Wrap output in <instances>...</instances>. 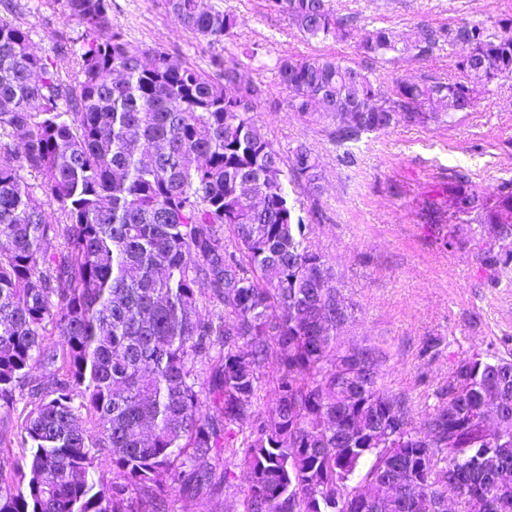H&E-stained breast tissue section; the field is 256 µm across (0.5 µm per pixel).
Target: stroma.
<instances>
[{"instance_id":"stroma-1","label":"stroma","mask_w":512,"mask_h":512,"mask_svg":"<svg viewBox=\"0 0 512 512\" xmlns=\"http://www.w3.org/2000/svg\"><path fill=\"white\" fill-rule=\"evenodd\" d=\"M244 24L221 44L200 42L172 17L167 0H109L111 24L139 47H153L192 64L211 77L220 72L214 55L237 60L245 79L262 83L264 99L254 114L267 138L289 153L306 144L322 177L318 188L302 184L292 193L299 215L318 207L310 241L333 268L338 288L355 306L345 338L365 337L385 348V392L406 397L415 420H424L436 403L435 392L448 383L459 358L488 350L512 355V267L491 264L490 252L512 249V239L497 240L491 225L454 214L444 191L450 178L462 176L485 195L512 184V79H497L474 108L453 122L425 126L399 123L363 135L352 147L351 166L338 165L331 126L291 111L288 92L272 69L283 55L355 58L354 41L306 39L282 15L267 13L263 0H210ZM341 14H353L358 29L387 27L406 37L416 28H455L465 21L492 25L512 19V0H332ZM0 19L28 31L40 56L56 60L66 84L79 78L69 49L84 27L70 17L65 0H0ZM256 44L257 59L243 52ZM455 47L442 45L425 60L380 61L373 68L386 80L450 78ZM440 208L446 221L424 220ZM452 234L445 247L440 232ZM441 340L438 351L421 356L426 338ZM238 480L204 505L176 495L173 512H235L246 481Z\"/></svg>"}]
</instances>
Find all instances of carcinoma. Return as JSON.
Listing matches in <instances>:
<instances>
[{"instance_id": "carcinoma-1", "label": "carcinoma", "mask_w": 512, "mask_h": 512, "mask_svg": "<svg viewBox=\"0 0 512 512\" xmlns=\"http://www.w3.org/2000/svg\"><path fill=\"white\" fill-rule=\"evenodd\" d=\"M265 2L310 40L356 29L331 0ZM66 4L84 26L70 49L75 86L0 19V408L24 401L16 429L29 449L26 484L0 464V512H170L175 490L232 487L238 456L240 512H418L444 491L459 512H512V485L491 478L512 469V359H459L415 425L408 401L382 391L386 353L342 336L353 305L290 193L318 183V163L307 145L285 156L261 132L262 85L219 55L216 81L130 44L108 0ZM169 7L210 46L239 25L209 0ZM445 42L458 47L455 79L386 85L328 56H282L273 70L288 107L329 121L337 159L351 164L345 146L362 135L451 120L512 77V26L422 27L406 39L375 28L356 50L366 62L413 60ZM448 193L457 212L512 237V190L486 197L461 178ZM48 323L60 351L45 342ZM38 368L45 387L30 384ZM98 448L113 464L101 484Z\"/></svg>"}]
</instances>
